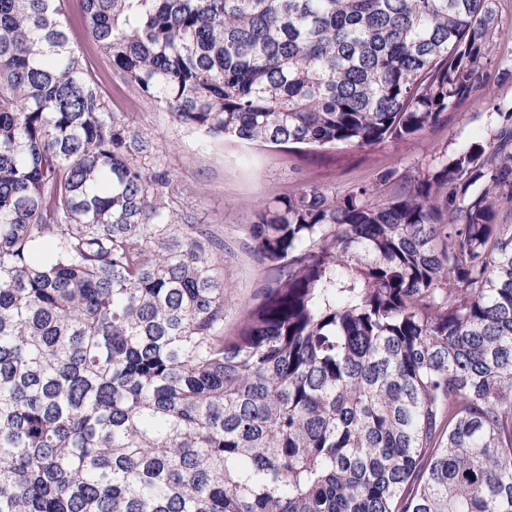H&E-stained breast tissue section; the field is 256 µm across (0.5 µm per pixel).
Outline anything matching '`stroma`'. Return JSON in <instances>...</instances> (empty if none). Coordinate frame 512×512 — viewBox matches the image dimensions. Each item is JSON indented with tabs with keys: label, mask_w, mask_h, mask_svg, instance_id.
I'll list each match as a JSON object with an SVG mask.
<instances>
[{
	"label": "stroma",
	"mask_w": 512,
	"mask_h": 512,
	"mask_svg": "<svg viewBox=\"0 0 512 512\" xmlns=\"http://www.w3.org/2000/svg\"><path fill=\"white\" fill-rule=\"evenodd\" d=\"M102 88L113 111L132 118L153 142L147 168L174 175L165 190L170 208L187 213L193 223L205 225L223 241L220 271L236 300L224 310V331L230 334L243 318L244 303L252 301L270 277L268 265L246 246L258 203L291 195L305 184L339 197L364 187L370 191L369 202L382 203L399 191L403 179L422 176L439 159L486 143L498 113H512V0H498V25L477 91L446 112L442 122L402 141L295 149L232 138L205 140L178 129L167 112L122 84L106 77ZM391 170L395 178L384 180Z\"/></svg>",
	"instance_id": "obj_1"
}]
</instances>
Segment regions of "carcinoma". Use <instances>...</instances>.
<instances>
[{
    "mask_svg": "<svg viewBox=\"0 0 512 512\" xmlns=\"http://www.w3.org/2000/svg\"><path fill=\"white\" fill-rule=\"evenodd\" d=\"M0 0V512H512V113L390 200L255 211L224 334L109 75L210 139L403 140L477 85L497 0Z\"/></svg>",
    "mask_w": 512,
    "mask_h": 512,
    "instance_id": "cac0c4a2",
    "label": "carcinoma"
}]
</instances>
